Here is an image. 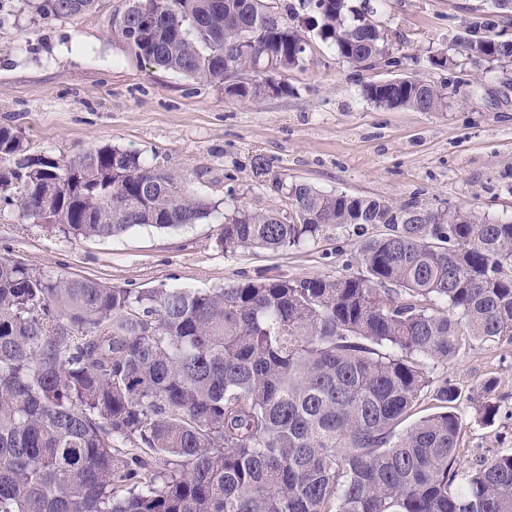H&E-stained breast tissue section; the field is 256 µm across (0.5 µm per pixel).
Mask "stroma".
<instances>
[{"label": "stroma", "mask_w": 512, "mask_h": 512, "mask_svg": "<svg viewBox=\"0 0 512 512\" xmlns=\"http://www.w3.org/2000/svg\"><path fill=\"white\" fill-rule=\"evenodd\" d=\"M37 2L0 0V126L20 130L32 153L72 159L115 145L186 174L190 191L210 201L231 195L285 215L293 204L274 188L276 175L328 192L512 217V65L462 58L441 70L429 62L437 51H453L465 21L490 10L489 0H384L374 20L399 66L351 65L312 36L302 66L281 77L288 94L245 104L221 84L139 60L107 26L125 0H98L90 13L52 21L39 17ZM404 76L456 93L440 112L382 109L362 94L365 85ZM258 159L268 176H256ZM223 225L219 208L177 229L69 238L0 208V257L108 287L205 291L256 276L356 273L363 238L388 232L382 224L361 235L337 227L283 251L227 252L217 244ZM429 372L458 390L464 467L512 452V342L471 341ZM487 398L498 407L489 424L476 415Z\"/></svg>", "instance_id": "35a3bbf8"}]
</instances>
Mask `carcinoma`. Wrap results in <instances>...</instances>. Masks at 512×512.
<instances>
[{
    "instance_id": "obj_1",
    "label": "carcinoma",
    "mask_w": 512,
    "mask_h": 512,
    "mask_svg": "<svg viewBox=\"0 0 512 512\" xmlns=\"http://www.w3.org/2000/svg\"><path fill=\"white\" fill-rule=\"evenodd\" d=\"M97 0H39L43 19ZM288 16L363 64L389 52L373 9L298 0ZM110 30L149 64L197 83L252 72L229 96L301 65L307 40L266 0H126ZM456 38L477 62L512 42ZM383 109L439 112L444 85L396 79L363 87ZM22 132L0 127V207L73 238L197 224L216 204L111 145L36 170ZM275 186L297 220L227 205L218 244L279 251L336 225L384 219L365 241L362 274L246 279L224 288L132 292L49 276L0 258V512H512V453L464 474L458 392L430 364L470 340H512V218L457 209L454 223L410 224L417 202ZM435 411L404 428L424 397ZM130 445L126 450L116 444Z\"/></svg>"
}]
</instances>
